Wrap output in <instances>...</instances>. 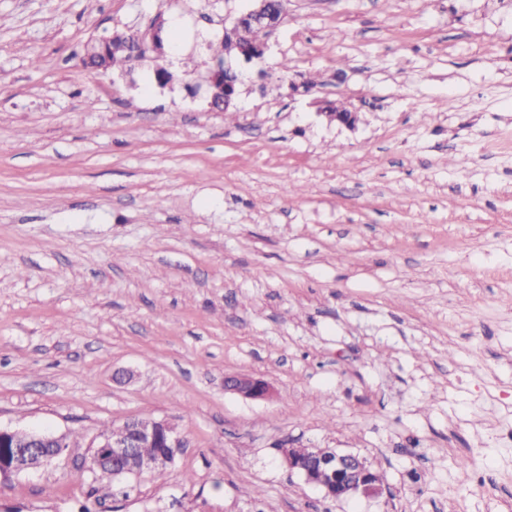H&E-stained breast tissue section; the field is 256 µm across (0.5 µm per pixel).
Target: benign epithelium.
Segmentation results:
<instances>
[{
	"label": "benign epithelium",
	"instance_id": "benign-epithelium-1",
	"mask_svg": "<svg viewBox=\"0 0 512 512\" xmlns=\"http://www.w3.org/2000/svg\"><path fill=\"white\" fill-rule=\"evenodd\" d=\"M266 2L254 0L252 9L234 18L231 25L224 28V34L233 35L240 21L247 17L270 30L278 26L283 16L265 11ZM224 390L254 400L268 399L273 394L271 386L264 380L239 375L224 377ZM18 434L25 435V439H17ZM161 438L170 448L184 447L183 438L171 430L164 420L153 421L147 429L137 420H129L112 432L100 436L92 444L94 448L107 449L108 458L117 461V466L109 464L104 467L97 461L90 471L117 478L137 475L154 468H168L174 463L175 456L161 452L146 467L141 463L138 453L139 448ZM0 441L5 443V447H0V478L4 479L43 466L67 450L64 436H46L23 429L0 427ZM280 453L290 472L300 475L308 484L321 488L325 496L331 499L342 500L357 496L379 498L385 492L382 483L373 479L370 463L356 454L339 453L332 449L316 450L308 457L299 459L283 448Z\"/></svg>",
	"mask_w": 512,
	"mask_h": 512
}]
</instances>
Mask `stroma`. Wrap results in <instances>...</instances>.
<instances>
[{
    "label": "stroma",
    "instance_id": "35a3bbf8",
    "mask_svg": "<svg viewBox=\"0 0 512 512\" xmlns=\"http://www.w3.org/2000/svg\"><path fill=\"white\" fill-rule=\"evenodd\" d=\"M251 5L0 0V426L81 437L0 512H512V0H288L232 115L80 63ZM137 417L185 446L97 499L89 443ZM281 447L389 492L326 499ZM224 389L225 391L236 393L244 398L254 400L268 399L273 394V390L267 382L249 376H225Z\"/></svg>",
    "mask_w": 512,
    "mask_h": 512
}]
</instances>
